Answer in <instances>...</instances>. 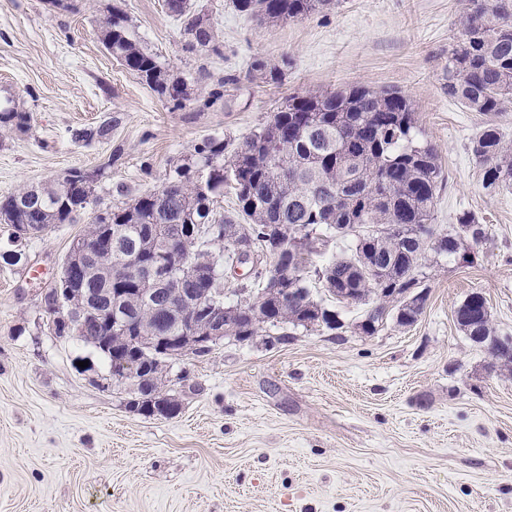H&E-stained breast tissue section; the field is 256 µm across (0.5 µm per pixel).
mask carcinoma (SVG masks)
Returning <instances> with one entry per match:
<instances>
[{
    "mask_svg": "<svg viewBox=\"0 0 512 512\" xmlns=\"http://www.w3.org/2000/svg\"><path fill=\"white\" fill-rule=\"evenodd\" d=\"M178 2L173 15L184 19V32L198 51L216 50L215 38L204 16L190 12L189 0ZM331 0H233L240 12L257 14L272 23L313 13ZM459 36L448 49V95L472 112L491 116L472 139L471 150L483 169V186L491 192L512 187V142L505 140L493 117L512 107V0H465L459 17ZM101 40L122 64L145 78L160 95L176 103L186 97L184 83L169 78L157 59L131 37L124 15L113 12L99 22ZM29 115L7 100L0 106V127L23 128ZM112 120L96 127L73 130L77 142L105 139ZM102 169H71L54 184L42 187L39 203L28 201L30 189L0 198V234L11 250L24 253L20 239L28 227L44 232L70 224L91 203ZM205 180L209 192L200 191ZM444 181L435 147L418 139L408 98L398 90L351 86L334 91L308 90L288 96L276 112L241 145L229 149L221 137H208L177 165L157 191L130 198L96 214L86 236L101 233L102 225L119 228L120 246L112 255L101 253L84 288L107 303L104 295L122 296L127 318L143 332L174 333L175 318L162 301L145 300L137 292L135 276L115 283L109 264L138 259L167 262L174 277L168 291L204 289V284L180 280L181 268L209 251L229 255L240 240L250 239L255 252L270 249L268 228L276 225L290 250L281 254L276 271L259 259L250 268L249 289L267 288L269 276L279 275L282 288L294 290L286 303L263 297L241 305L224 335H239V327L254 322L251 335L265 325L281 330L285 342L299 328L337 331L343 328L339 311L312 299L305 270L317 244L327 235L349 238V253L315 269L318 279L331 284L327 293L336 302L340 288L353 289L360 305L380 306L401 327L415 324L425 310L406 300L420 287L422 262L428 252L456 257L469 241L481 243L486 231L469 211L448 225L447 236H434L435 198ZM230 188L236 197L233 212L217 213L214 205ZM181 237V252L167 257L154 250V240L165 233ZM181 407L163 411L152 398L143 399L136 412L174 418Z\"/></svg>",
    "mask_w": 512,
    "mask_h": 512,
    "instance_id": "1",
    "label": "carcinoma"
}]
</instances>
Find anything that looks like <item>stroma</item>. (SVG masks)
<instances>
[{"label": "stroma", "mask_w": 512, "mask_h": 512, "mask_svg": "<svg viewBox=\"0 0 512 512\" xmlns=\"http://www.w3.org/2000/svg\"><path fill=\"white\" fill-rule=\"evenodd\" d=\"M464 0H332L270 25L232 0H190L220 51L189 50L165 0H0V99L28 113L0 129V197L71 169H104L76 222L29 240L0 268V512H512V370L491 366L454 321L473 292L512 336V189H484L471 140L483 115L443 88ZM182 78V104L112 56L98 22L112 9ZM281 72L272 82L255 60ZM355 85L401 91L445 186L439 228L459 212L486 227L471 262L427 254L428 300L413 326L373 335L363 307L339 335L224 340L171 361L172 419L130 412L128 387L75 336L50 330L41 296L94 211L157 190L195 145H232L289 94ZM113 119L108 138L72 128Z\"/></svg>", "instance_id": "obj_1"}]
</instances>
